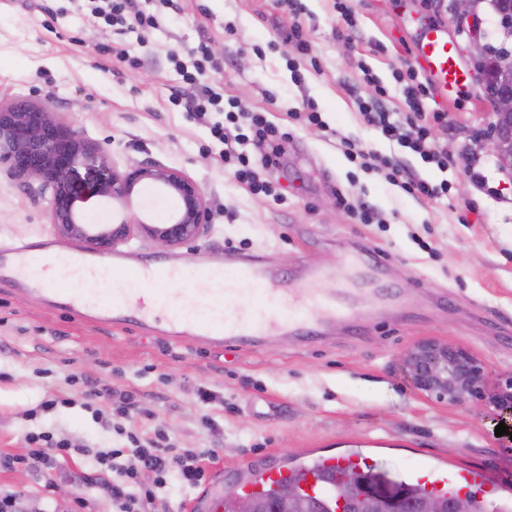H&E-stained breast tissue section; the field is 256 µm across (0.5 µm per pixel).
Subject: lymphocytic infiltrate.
Here are the masks:
<instances>
[{"mask_svg":"<svg viewBox=\"0 0 512 512\" xmlns=\"http://www.w3.org/2000/svg\"><path fill=\"white\" fill-rule=\"evenodd\" d=\"M91 14L108 25L129 24L130 28L148 31L159 23V17L143 11L136 0H84ZM402 85V94L408 107L400 114L386 109L383 99L386 88L364 74L363 80L372 87L369 96H361L357 104L369 125L381 135L396 142L422 160L435 164L439 169L452 167L447 153L438 150L432 142L431 123L443 122L445 115L436 111L427 112L425 102L431 99L430 84L420 80L415 67L403 62L394 72ZM229 111L224 125L213 126L215 137L225 144L224 162L233 166L235 178L255 192L272 194L274 188L260 177V169H270L279 163L281 143L288 133L272 124L260 110L242 106L237 99H229ZM252 144L260 153V166H253L242 145ZM129 447L110 448L96 456L95 472L83 476L85 487L105 486L110 494L112 512H155V504L161 489L169 481H176L181 489H196L205 481L204 461L215 458L212 449L200 451L179 450L158 440H141L136 433H129ZM30 448L22 457L0 455V469L19 466H41L57 469L68 458L78 455V448L67 442L53 440L49 433L29 434Z\"/></svg>","mask_w":512,"mask_h":512,"instance_id":"f902f5d3","label":"lymphocytic infiltrate"}]
</instances>
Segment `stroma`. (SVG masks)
Returning a JSON list of instances; mask_svg holds the SVG:
<instances>
[{
    "mask_svg": "<svg viewBox=\"0 0 512 512\" xmlns=\"http://www.w3.org/2000/svg\"><path fill=\"white\" fill-rule=\"evenodd\" d=\"M449 4L350 0L356 31L348 37L336 0H300L296 16L280 0H141L161 21L139 39L98 24L73 0H0V102L24 96L46 103L64 126L104 147L118 170L149 161L177 167L209 203L211 227L194 244L169 248L139 238L118 247L125 265L112 287H132L133 271L154 257L195 267L256 257L282 283L324 271L323 291L351 290L361 313L356 324L329 325L311 341L286 336L218 348L84 320L28 284L0 283V454H27V434L41 431L86 450L124 445L96 413L102 401L91 388L107 385L134 396L127 430L163 434L176 448L216 449L215 465L228 476L308 452H358L391 481L406 480L421 464L482 469L512 497V442L496 435L499 418L425 400L400 361L416 341L435 339L474 353L489 383L512 376V177L483 143L491 106L475 88L428 102V110L448 115L434 127L435 143L457 162L444 172L384 140L356 103L366 67L388 90L385 107L405 111L393 72L413 59L422 30L437 26L449 42L465 43ZM296 22L311 53L292 60L283 38ZM202 43L216 62L208 72L213 90L288 129L280 166L265 174L281 201L252 194L225 168L224 145L210 131L223 122V109H210L203 122L187 115L194 91L168 55L192 62ZM118 44L134 46L139 67L112 57ZM310 104L323 126L299 120ZM345 139L370 152L367 167L346 159ZM384 159L429 183L447 182V195L409 194L385 179ZM470 159L487 186L471 179ZM96 179L81 166L72 174L84 217L152 224L149 198L175 206L152 185L136 187L129 204L109 201L96 195ZM342 195L369 204L378 223H359L340 205ZM45 244L84 250L58 234L46 199L1 171L0 245ZM361 249L385 256L380 283L395 290L394 301L346 276L344 258ZM200 388L221 403L199 404ZM49 398L56 406L41 409ZM90 469L86 454L48 477L0 470V489L49 496L65 510L83 493L90 512H110L102 489L80 483Z\"/></svg>",
    "mask_w": 512,
    "mask_h": 512,
    "instance_id": "1",
    "label": "stroma"
}]
</instances>
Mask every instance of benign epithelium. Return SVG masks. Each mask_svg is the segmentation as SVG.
Segmentation results:
<instances>
[{"label":"benign epithelium","instance_id":"1","mask_svg":"<svg viewBox=\"0 0 512 512\" xmlns=\"http://www.w3.org/2000/svg\"><path fill=\"white\" fill-rule=\"evenodd\" d=\"M481 0H451L452 20L468 37L469 73L474 86L486 90L479 64L490 57L500 63V88L495 97V118L509 124L490 137L494 153L512 149V47L498 48L486 42L479 17ZM27 185H37L47 196L51 223L63 237L100 253L146 236L164 246L181 247L198 241L210 227V207L199 183L184 171L157 162L132 166L123 172L110 170L108 154L80 133L57 123L47 104L19 99L0 106V166ZM84 166L101 171L95 183L97 195L113 201L128 199L142 183H151L173 196L177 209L161 224L124 218L117 224H90L75 208L76 192L70 176ZM402 366L419 394L432 402L472 404L491 409L502 418L512 416V376L494 386L488 384L486 367L469 350L426 339L415 343L401 358ZM355 492L363 504H385L390 512H406L407 506L394 487L358 480ZM224 501L232 512H257L253 500L243 497L236 480L224 483Z\"/></svg>","mask_w":512,"mask_h":512}]
</instances>
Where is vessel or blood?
I'll use <instances>...</instances> for the list:
<instances>
[{"mask_svg": "<svg viewBox=\"0 0 512 512\" xmlns=\"http://www.w3.org/2000/svg\"><path fill=\"white\" fill-rule=\"evenodd\" d=\"M416 61L432 75L434 89L440 95H459L468 84L467 73L458 66L455 50L441 28L425 32ZM51 262L73 271L92 263L82 254L64 248L47 253L27 247L1 246L0 282L37 278L42 293H57L56 280L43 275ZM92 264L105 282L112 268L121 267L122 259L116 254ZM384 265V257L375 251L353 253L344 260L345 270L371 278L378 277ZM179 275V270L165 260L146 261L138 270L137 288L126 296L113 295L111 307L103 314L104 320L118 327L151 328L173 342L193 339L220 346L227 342L248 345L259 337L281 333L312 339L319 336L326 323L353 316L345 291H338L330 298L322 294L318 286L321 274L317 271L300 282L269 288L265 285L269 272L260 263L224 268L203 266L197 271L196 287L185 289L181 298H169L162 284ZM216 283L226 286L224 304L220 307L210 299V287ZM65 299L70 311L79 317L98 306L95 293L78 283L67 289ZM367 465V457L356 453L328 455L322 457L315 469L305 472L301 485L308 492L332 497L347 471H361ZM410 478L412 483L434 493L445 490L464 493L475 486L488 490L493 487L490 475L477 469L427 471L417 467L411 471ZM194 509L195 512H224L222 476H215L209 490L197 497Z\"/></svg>", "mask_w": 512, "mask_h": 512, "instance_id": "vessel-or-blood-1", "label": "vessel or blood"}]
</instances>
